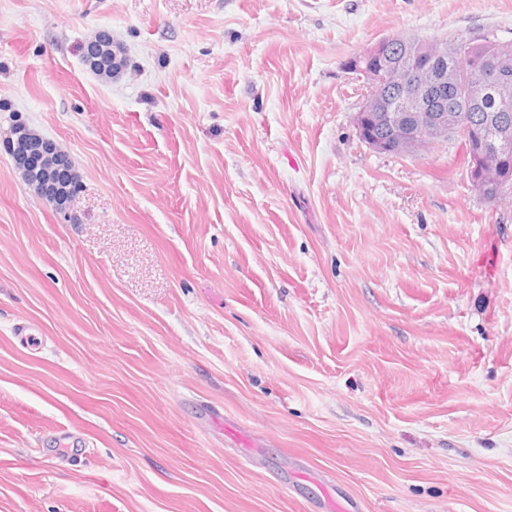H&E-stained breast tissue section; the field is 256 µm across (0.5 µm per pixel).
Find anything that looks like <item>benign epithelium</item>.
Instances as JSON below:
<instances>
[{
	"instance_id": "benign-epithelium-1",
	"label": "benign epithelium",
	"mask_w": 512,
	"mask_h": 512,
	"mask_svg": "<svg viewBox=\"0 0 512 512\" xmlns=\"http://www.w3.org/2000/svg\"><path fill=\"white\" fill-rule=\"evenodd\" d=\"M448 56V39L397 35L381 39L358 56L353 73L364 94L355 115L358 137L369 149L411 156L425 146L460 137L468 145L469 176L479 191L512 193V125L506 121L474 131L468 117L448 105L446 92L459 89L467 104L492 100L512 104V42L496 45L489 58L460 69L434 70Z\"/></svg>"
}]
</instances>
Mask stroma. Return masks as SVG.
I'll return each mask as SVG.
<instances>
[{
  "label": "stroma",
  "mask_w": 512,
  "mask_h": 512,
  "mask_svg": "<svg viewBox=\"0 0 512 512\" xmlns=\"http://www.w3.org/2000/svg\"><path fill=\"white\" fill-rule=\"evenodd\" d=\"M479 33L512 0H0V129L80 184L0 138V512H512V198L369 150L346 68ZM82 57L89 63L90 69L98 75L112 77L123 66V61L117 59L112 50V37L106 32L96 35L81 46Z\"/></svg>",
  "instance_id": "35a3bbf8"
}]
</instances>
